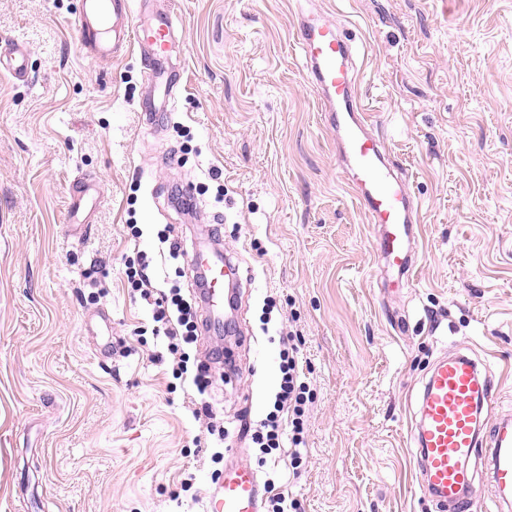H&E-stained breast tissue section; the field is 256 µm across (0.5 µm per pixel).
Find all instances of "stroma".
<instances>
[{
  "label": "stroma",
  "mask_w": 512,
  "mask_h": 512,
  "mask_svg": "<svg viewBox=\"0 0 512 512\" xmlns=\"http://www.w3.org/2000/svg\"><path fill=\"white\" fill-rule=\"evenodd\" d=\"M175 112L144 126L143 65L80 52L82 0H0V512H203L207 435L131 299L126 256L171 226L194 251L215 222L239 265L240 328L209 402L225 464L294 336L310 386L301 512H439L408 436L436 360L460 348L512 415V0H171ZM352 29L359 93L422 202L419 259L388 292L377 231L351 196L292 37L298 10ZM103 198L68 222L80 178ZM140 225L138 241L127 227ZM190 491H182L186 474Z\"/></svg>",
  "instance_id": "35a3bbf8"
}]
</instances>
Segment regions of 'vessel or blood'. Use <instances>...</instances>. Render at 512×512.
I'll return each mask as SVG.
<instances>
[{
    "label": "vessel or blood",
    "instance_id": "obj_1",
    "mask_svg": "<svg viewBox=\"0 0 512 512\" xmlns=\"http://www.w3.org/2000/svg\"><path fill=\"white\" fill-rule=\"evenodd\" d=\"M76 28L81 49L98 60L132 52L144 61L146 84L163 92L162 100L142 103L144 124H152L157 112L173 111L172 91L179 77L170 58L178 19L171 10L158 8L143 18L136 0H82ZM293 37L307 76L320 93L323 120L336 132L346 182L368 223L380 231L377 250L388 268L407 277L417 263L419 205L391 167L385 144L369 131L371 116L357 94L353 40L319 13L297 14ZM99 196L97 182L82 181L72 197V224L85 223ZM191 263L206 273L199 290L206 326L222 332L224 307L231 299L222 288L231 274L230 260L202 245ZM496 403L490 377L464 355L440 359L424 384L409 442L417 449L423 492L451 504L455 512H501L512 503V418L498 419L487 430L481 424L482 414L492 412ZM482 458L488 461L484 475L478 470ZM262 499L251 467H228L208 498L206 512H261Z\"/></svg>",
    "mask_w": 512,
    "mask_h": 512
}]
</instances>
